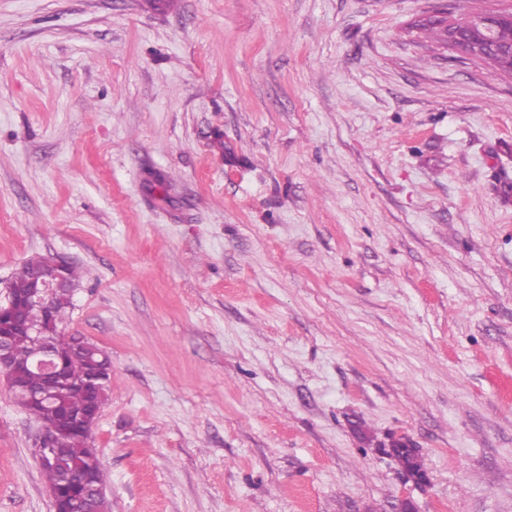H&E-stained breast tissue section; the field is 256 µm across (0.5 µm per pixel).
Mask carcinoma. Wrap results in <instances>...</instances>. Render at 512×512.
<instances>
[{
  "mask_svg": "<svg viewBox=\"0 0 512 512\" xmlns=\"http://www.w3.org/2000/svg\"><path fill=\"white\" fill-rule=\"evenodd\" d=\"M493 41L499 46L512 47V21H495L492 30ZM51 259L37 256L29 259L16 273L9 285L12 294L25 297L33 287L34 277L49 267ZM71 292L57 293L52 298L55 323H60L70 305ZM24 324L42 327L48 324L47 312L39 306L28 305L17 311ZM49 345L56 360L64 365L66 383L50 386L42 374L32 371L25 375L23 384L38 392L39 420L46 425L60 424L66 429L63 446L57 449V463L41 467L51 489H59L65 494L80 495L87 502V512H110L107 499H97L84 488L72 482L74 472H88L92 485L106 486L107 475L96 450L89 444V436L72 423V420L86 414L95 405H104L111 393V361L97 354L99 347L93 342L78 336L66 338L58 332L49 336ZM11 349L18 359L28 357L34 350L32 337L23 331L11 337ZM383 452L395 458L405 473L420 481L424 478L419 460V449L405 442H394Z\"/></svg>",
  "mask_w": 512,
  "mask_h": 512,
  "instance_id": "1",
  "label": "carcinoma"
}]
</instances>
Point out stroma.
<instances>
[{"label":"stroma","mask_w":512,"mask_h":512,"mask_svg":"<svg viewBox=\"0 0 512 512\" xmlns=\"http://www.w3.org/2000/svg\"><path fill=\"white\" fill-rule=\"evenodd\" d=\"M504 6L0 0V298L84 270L112 512H512V77L416 27ZM390 447L385 448L384 453L395 458L408 476L422 481L424 473L419 460V448H410L407 443L400 441L393 442Z\"/></svg>","instance_id":"35a3bbf8"}]
</instances>
